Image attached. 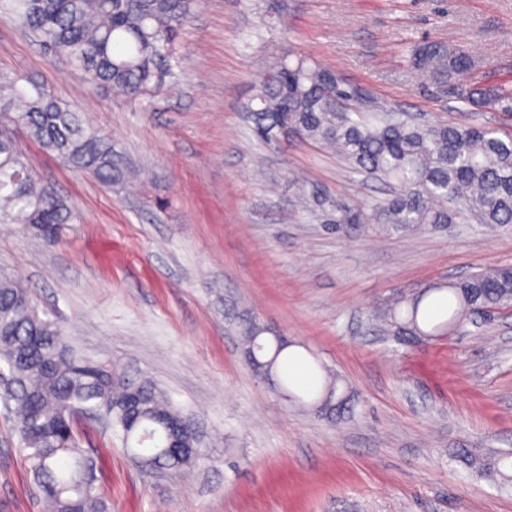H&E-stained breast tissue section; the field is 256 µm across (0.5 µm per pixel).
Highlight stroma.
<instances>
[{"instance_id": "obj_1", "label": "stroma", "mask_w": 512, "mask_h": 512, "mask_svg": "<svg viewBox=\"0 0 512 512\" xmlns=\"http://www.w3.org/2000/svg\"><path fill=\"white\" fill-rule=\"evenodd\" d=\"M388 106L512 132L407 65L425 41L461 47L488 86H512V0H205L184 25L177 91L130 99L87 86L0 13V72L73 104L139 169L106 188L27 144L74 212L54 245L0 224V274L20 279L78 356L156 384L194 416L204 457L140 468L120 430L81 422L108 512H512V492L452 460L512 450V311L407 342L372 319L399 293L512 267V225L332 230L294 185L376 203L388 188L288 139L260 143L243 114L281 41ZM339 377L353 410L285 399L248 365L240 322ZM0 512H49L0 404Z\"/></svg>"}]
</instances>
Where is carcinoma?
<instances>
[{"instance_id": "carcinoma-1", "label": "carcinoma", "mask_w": 512, "mask_h": 512, "mask_svg": "<svg viewBox=\"0 0 512 512\" xmlns=\"http://www.w3.org/2000/svg\"><path fill=\"white\" fill-rule=\"evenodd\" d=\"M204 0H9L23 29L38 35L43 50L81 70L93 87L129 98L152 96L166 86L177 39ZM412 73L433 82H456L461 99L477 109L512 112V90L471 82L468 51L424 42L411 49ZM254 136L265 144L294 137L329 149L349 169L394 187L384 203L331 197L322 188L299 187L310 210L341 229L391 224L420 230L476 220L512 224V136L484 125L419 123L346 83L282 45L254 78L244 105ZM68 167L107 187L132 177L110 138L83 113L42 86L0 73V224H16L49 244L61 240L73 211L54 187L41 182L21 137ZM512 307V269L470 274L401 298L381 315L396 339L444 336L469 313ZM261 329H243L247 348L262 352ZM0 399L14 402V428L28 451L30 474L53 512H107L95 463L79 446L78 408L122 431L143 465L192 467L197 436L188 417L147 382L124 383L93 362L76 358L62 325L39 308L31 293L0 275ZM320 408L344 411L348 398L324 387ZM455 458L467 468L512 488V452L478 456L467 448Z\"/></svg>"}]
</instances>
